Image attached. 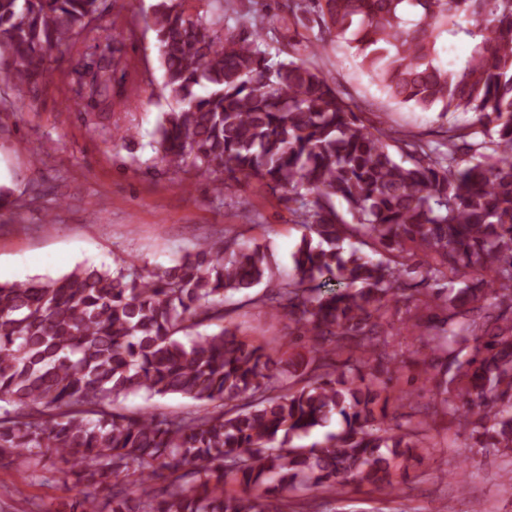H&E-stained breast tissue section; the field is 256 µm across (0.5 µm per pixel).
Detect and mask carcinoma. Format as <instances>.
Segmentation results:
<instances>
[{"label":"carcinoma","mask_w":512,"mask_h":512,"mask_svg":"<svg viewBox=\"0 0 512 512\" xmlns=\"http://www.w3.org/2000/svg\"><path fill=\"white\" fill-rule=\"evenodd\" d=\"M105 2L0 0L15 97L90 39L79 92L128 105L115 81L132 28L118 13L101 26ZM186 2L155 0L146 20L170 105L152 148L219 191L284 193L303 228L292 273L273 280L266 247L226 236L165 268L0 284V468L73 479L60 512H317L299 494L384 491L396 461L431 448L426 419L388 423L409 400L384 338L396 320L437 354L410 380L434 412L512 456V0H287L272 16L255 0ZM267 20L318 32L274 46ZM450 39L468 49L460 65L440 61ZM340 40L395 103L474 119L436 139L370 123L323 68ZM251 304L288 318L287 359L237 335ZM138 392L201 410L126 413ZM333 417L324 442L298 443Z\"/></svg>","instance_id":"cac0c4a2"}]
</instances>
